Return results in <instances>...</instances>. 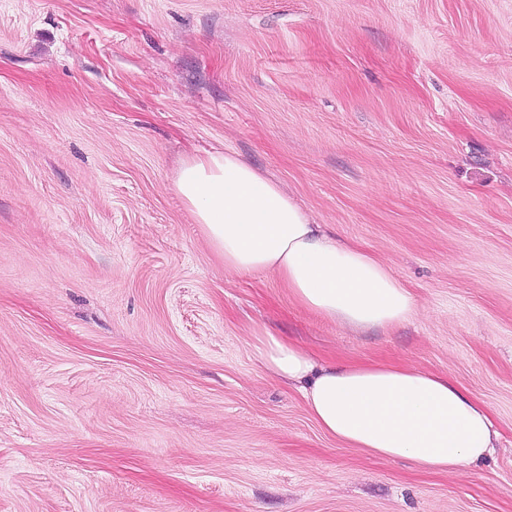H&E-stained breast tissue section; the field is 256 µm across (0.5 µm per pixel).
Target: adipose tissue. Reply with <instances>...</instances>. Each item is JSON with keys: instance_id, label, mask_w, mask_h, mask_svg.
Wrapping results in <instances>:
<instances>
[{"instance_id": "obj_1", "label": "adipose tissue", "mask_w": 512, "mask_h": 512, "mask_svg": "<svg viewBox=\"0 0 512 512\" xmlns=\"http://www.w3.org/2000/svg\"><path fill=\"white\" fill-rule=\"evenodd\" d=\"M174 189L214 254L236 274L268 272L293 300L353 329L394 327L415 304L386 266L323 234L279 185L233 153L185 161ZM257 350L276 378L294 383L318 426L380 458L446 472L495 448L488 404L441 374L392 363L318 362L302 345L263 332Z\"/></svg>"}]
</instances>
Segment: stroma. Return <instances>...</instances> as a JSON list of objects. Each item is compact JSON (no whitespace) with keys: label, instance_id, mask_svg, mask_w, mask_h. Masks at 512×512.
Segmentation results:
<instances>
[{"label":"stroma","instance_id":"35a3bbf8","mask_svg":"<svg viewBox=\"0 0 512 512\" xmlns=\"http://www.w3.org/2000/svg\"><path fill=\"white\" fill-rule=\"evenodd\" d=\"M213 149L414 315L355 333L225 271L173 188ZM265 330L450 376L495 453L333 439ZM0 512H512V0H0Z\"/></svg>","mask_w":512,"mask_h":512}]
</instances>
